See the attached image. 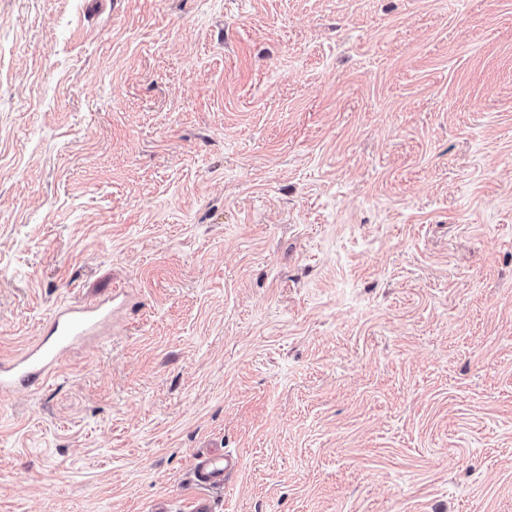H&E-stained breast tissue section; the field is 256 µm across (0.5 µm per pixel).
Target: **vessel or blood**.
Here are the masks:
<instances>
[{"label":"vessel or blood","mask_w":512,"mask_h":512,"mask_svg":"<svg viewBox=\"0 0 512 512\" xmlns=\"http://www.w3.org/2000/svg\"><path fill=\"white\" fill-rule=\"evenodd\" d=\"M108 314L107 307L94 303L59 309L54 316L51 337L22 354L0 361V396H9L43 381L75 342L96 333ZM235 465V459L224 453L202 454L196 463V482L205 488L223 487L225 473Z\"/></svg>","instance_id":"b4317fda"}]
</instances>
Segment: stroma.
<instances>
[{
  "instance_id": "1",
  "label": "stroma",
  "mask_w": 512,
  "mask_h": 512,
  "mask_svg": "<svg viewBox=\"0 0 512 512\" xmlns=\"http://www.w3.org/2000/svg\"><path fill=\"white\" fill-rule=\"evenodd\" d=\"M0 512H512V0H0ZM108 314L107 307L94 303L59 309L53 320L55 336L43 338L20 355L1 359V398L32 388L43 381L75 342L96 333ZM237 465V460L224 451L203 453L197 458L196 482L205 488H220L224 485V475Z\"/></svg>"
}]
</instances>
